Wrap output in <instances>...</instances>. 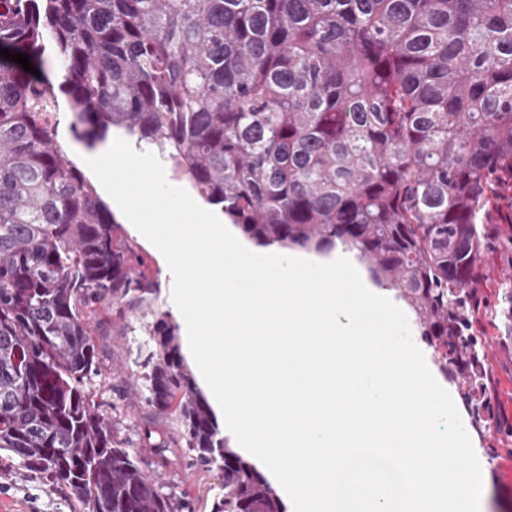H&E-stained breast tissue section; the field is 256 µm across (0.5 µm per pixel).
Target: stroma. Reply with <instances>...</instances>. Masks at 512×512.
Instances as JSON below:
<instances>
[{
  "instance_id": "stroma-1",
  "label": "stroma",
  "mask_w": 512,
  "mask_h": 512,
  "mask_svg": "<svg viewBox=\"0 0 512 512\" xmlns=\"http://www.w3.org/2000/svg\"><path fill=\"white\" fill-rule=\"evenodd\" d=\"M116 221L120 239L130 243L144 257L147 271L158 287L159 312L178 319L172 299V276L150 243L136 233L110 195H103ZM494 234L483 256V281L478 289L491 303L497 302L504 283H512V192L500 202V214L493 227ZM151 317H144L135 326L116 308L102 314L96 326L101 346L102 382L108 401H119L122 411L117 416V434L138 441L140 435L152 432L166 440L164 450L141 449L144 469L162 485L190 500L195 512H210L217 492L212 475L189 464L181 448V436L164 414L148 407L140 396V373L132 339H145L151 328ZM485 340V367L491 381L494 415L482 421L468 417L466 431L475 448L485 459L484 479L512 510V345L502 340L497 320L481 317L478 325ZM0 512H70L66 499L27 478L11 461L0 462Z\"/></svg>"
}]
</instances>
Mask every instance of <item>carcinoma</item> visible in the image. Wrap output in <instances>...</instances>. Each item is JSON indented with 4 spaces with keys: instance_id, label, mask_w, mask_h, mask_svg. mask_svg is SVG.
<instances>
[{
    "instance_id": "1",
    "label": "carcinoma",
    "mask_w": 512,
    "mask_h": 512,
    "mask_svg": "<svg viewBox=\"0 0 512 512\" xmlns=\"http://www.w3.org/2000/svg\"><path fill=\"white\" fill-rule=\"evenodd\" d=\"M0 49L49 54L76 139L156 145L259 246L337 244L396 292L479 419L485 215L512 189V0H0ZM53 86L0 56V451L71 512H194L104 410L99 309L145 263L55 141ZM512 343V289L502 292ZM145 402L172 418L211 512H286L229 447L158 315Z\"/></svg>"
}]
</instances>
